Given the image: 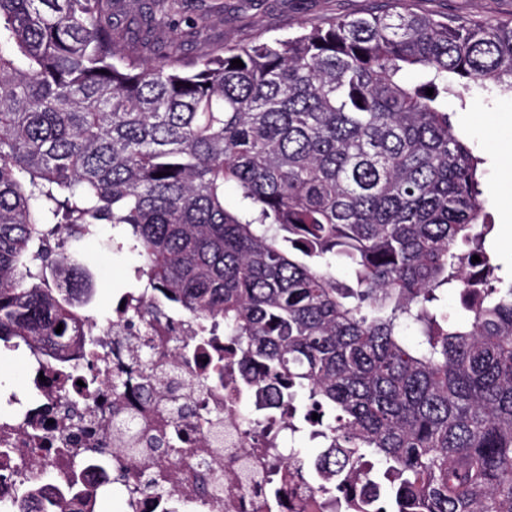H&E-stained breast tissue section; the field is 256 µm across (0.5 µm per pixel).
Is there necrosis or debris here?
<instances>
[{
	"mask_svg": "<svg viewBox=\"0 0 512 512\" xmlns=\"http://www.w3.org/2000/svg\"><path fill=\"white\" fill-rule=\"evenodd\" d=\"M92 336L104 358L105 379L94 392L83 391L77 365L81 352L59 359L31 352L25 396L10 394L0 408V512H14L20 487H42L56 449L83 450L82 466L60 491L85 492L95 507L112 473L151 471L149 449L130 454L134 435L157 427H181L191 438L181 460L171 462L169 484L158 494L141 495L121 488V512H254V505L277 496L276 512H323L317 481L299 483L284 449L268 448L245 422L235 397V369L223 381L210 377L207 346L197 341L196 321L170 312L159 316L116 308L110 321L94 325ZM152 395H144L146 377ZM120 395H113V382ZM80 397L81 418H56L57 401ZM203 404L201 416L185 419V407ZM211 479L210 496L199 500L200 475Z\"/></svg>",
	"mask_w": 512,
	"mask_h": 512,
	"instance_id": "4bbe7bcc",
	"label": "necrosis or debris"
}]
</instances>
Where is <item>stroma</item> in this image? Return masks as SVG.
Instances as JSON below:
<instances>
[{"mask_svg":"<svg viewBox=\"0 0 512 512\" xmlns=\"http://www.w3.org/2000/svg\"><path fill=\"white\" fill-rule=\"evenodd\" d=\"M376 0H190L196 21L191 36L165 27L155 30L153 41L177 44L183 60L192 61L213 50L253 38L294 34L300 25L329 16L354 15L374 7ZM415 11L462 16L512 17V0H412ZM448 111L456 133L483 161V192L494 232L486 249L503 283L512 282V97L486 94L479 88L448 98ZM139 260L129 253L105 257L96 268L97 292L88 312L106 320L112 300L135 287Z\"/></svg>","mask_w":512,"mask_h":512,"instance_id":"obj_1","label":"stroma"}]
</instances>
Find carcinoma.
Returning <instances> with one entry per match:
<instances>
[{
	"label": "carcinoma",
	"instance_id": "1",
	"mask_svg": "<svg viewBox=\"0 0 512 512\" xmlns=\"http://www.w3.org/2000/svg\"><path fill=\"white\" fill-rule=\"evenodd\" d=\"M121 2L0 0V342L70 347L95 295L73 244L110 224L137 279L205 335L224 325L211 374L237 368L253 429L277 440L288 416L295 477L315 472L337 512L369 507L347 494L359 466L385 480L374 512H512V283L448 115L455 82L512 93V18L392 0L156 61L120 44ZM184 2L141 16L172 23ZM154 445L176 459L186 437Z\"/></svg>",
	"mask_w": 512,
	"mask_h": 512
}]
</instances>
